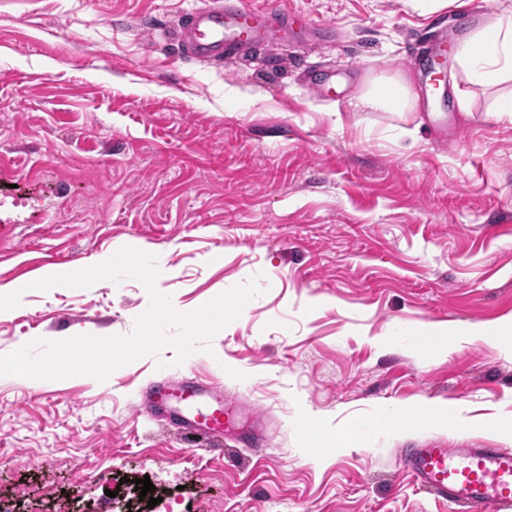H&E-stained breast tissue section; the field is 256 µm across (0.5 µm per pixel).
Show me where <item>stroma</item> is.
<instances>
[{"instance_id":"1","label":"stroma","mask_w":512,"mask_h":512,"mask_svg":"<svg viewBox=\"0 0 512 512\" xmlns=\"http://www.w3.org/2000/svg\"><path fill=\"white\" fill-rule=\"evenodd\" d=\"M203 2L0 0V287L23 290L0 355L130 334L150 305L139 280L36 287L124 247L154 256L181 313L261 289L182 364L169 346L103 382L0 377V504L448 512L401 449L512 448V121L489 114L512 81L471 84L455 53L457 13L484 28L502 0H280L328 35L223 61L180 41ZM442 36L444 85L424 98L406 59ZM373 73L408 79L417 109L351 111ZM473 326L486 339L458 342ZM159 376L214 384L263 454L140 412ZM340 430L354 441L317 450Z\"/></svg>"}]
</instances>
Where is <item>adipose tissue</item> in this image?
Returning <instances> with one entry per match:
<instances>
[{
    "instance_id": "adipose-tissue-1",
    "label": "adipose tissue",
    "mask_w": 512,
    "mask_h": 512,
    "mask_svg": "<svg viewBox=\"0 0 512 512\" xmlns=\"http://www.w3.org/2000/svg\"><path fill=\"white\" fill-rule=\"evenodd\" d=\"M457 58L464 73L478 84L492 87L512 80V8L503 7L495 23L461 40ZM415 106L416 97L405 79L379 76L369 82L353 108L403 113Z\"/></svg>"
}]
</instances>
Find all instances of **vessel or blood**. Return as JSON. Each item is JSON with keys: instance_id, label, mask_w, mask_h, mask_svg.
Here are the masks:
<instances>
[{"instance_id": "b4317fda", "label": "vessel or blood", "mask_w": 512, "mask_h": 512, "mask_svg": "<svg viewBox=\"0 0 512 512\" xmlns=\"http://www.w3.org/2000/svg\"><path fill=\"white\" fill-rule=\"evenodd\" d=\"M291 17L279 0L251 6L249 0H221L192 9L182 38L188 51L203 60L234 59L278 37ZM437 48L415 57L430 90H437ZM146 411L161 415L186 438L232 439L233 417L224 396L211 384L168 378L143 393ZM404 472L423 492L447 502L450 512H512V448L474 447L427 440L403 449Z\"/></svg>"}]
</instances>
